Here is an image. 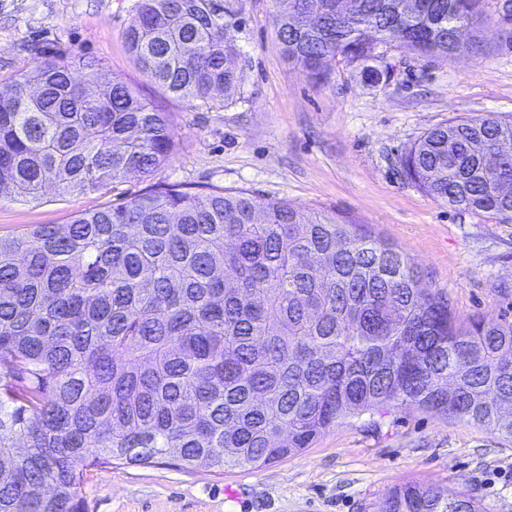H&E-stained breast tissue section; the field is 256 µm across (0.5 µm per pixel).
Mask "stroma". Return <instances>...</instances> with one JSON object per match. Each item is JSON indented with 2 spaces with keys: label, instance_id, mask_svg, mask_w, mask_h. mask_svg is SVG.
<instances>
[{
  "label": "stroma",
  "instance_id": "35a3bbf8",
  "mask_svg": "<svg viewBox=\"0 0 512 512\" xmlns=\"http://www.w3.org/2000/svg\"><path fill=\"white\" fill-rule=\"evenodd\" d=\"M135 0H0V85L34 73L49 56L96 61L90 82L119 76L172 115L175 147L151 176L108 191L0 200V234L62 224L125 202L154 183L243 189L290 201L303 216L336 209L393 243L448 300L457 322L512 305V219L451 207L406 179L401 158L425 131L455 117L512 115V23L485 0L502 38L476 53L340 64L314 82L289 65L272 0H235L243 56L229 105L186 102L146 80L124 33ZM85 512H379L404 484L463 491L485 512H512V441L465 420L413 408L382 422L344 420L311 448L261 468L182 472L163 463L91 468ZM243 488L241 502L224 488Z\"/></svg>",
  "mask_w": 512,
  "mask_h": 512
}]
</instances>
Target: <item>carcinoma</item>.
I'll return each mask as SVG.
<instances>
[{
    "instance_id": "obj_1",
    "label": "carcinoma",
    "mask_w": 512,
    "mask_h": 512,
    "mask_svg": "<svg viewBox=\"0 0 512 512\" xmlns=\"http://www.w3.org/2000/svg\"><path fill=\"white\" fill-rule=\"evenodd\" d=\"M273 0L284 57L320 80L378 58L500 37L484 0ZM139 69L184 101L239 84L227 0H136ZM82 57L0 87V197L98 192L149 176L171 115L121 78L86 91ZM437 201L512 215V117L450 119L402 158ZM392 243L348 217L309 218L247 190L154 184L117 207L0 235V512H84V470L164 461L258 468L364 413L419 408L512 439V311L454 320ZM381 512H484L410 484Z\"/></svg>"
}]
</instances>
